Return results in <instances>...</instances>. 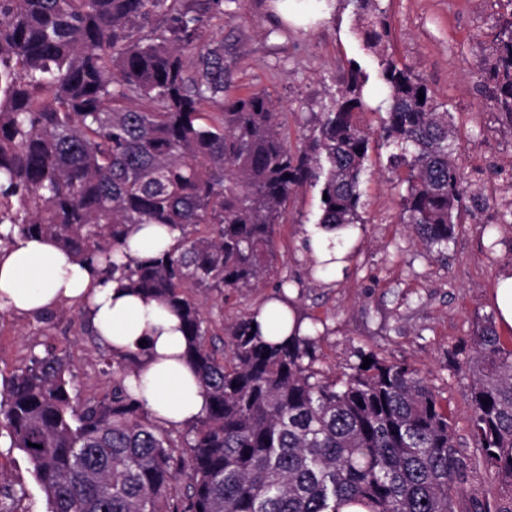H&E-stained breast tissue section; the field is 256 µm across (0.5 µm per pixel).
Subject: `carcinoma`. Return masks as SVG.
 <instances>
[{
    "instance_id": "obj_1",
    "label": "carcinoma",
    "mask_w": 512,
    "mask_h": 512,
    "mask_svg": "<svg viewBox=\"0 0 512 512\" xmlns=\"http://www.w3.org/2000/svg\"><path fill=\"white\" fill-rule=\"evenodd\" d=\"M354 2L386 94L379 130L359 120L368 105L351 68L295 147L277 100L226 94L224 46L201 42L224 0H0V242L15 231L52 239L165 302L210 401L194 425L168 428L133 394L138 354L101 357L111 395L83 398L75 366L44 344L0 384V438L32 464L48 512H456L466 465L447 402L416 368L360 351L332 379L314 368L322 320L274 344L249 310L222 324L229 351L219 357L190 293L271 283L288 303L275 263L288 200L320 184L318 224L363 223L360 175L375 136L391 149L389 172H403L398 222L428 254L445 257L459 224L493 205L459 164L452 113L415 66L387 54L379 0ZM159 15L165 26L148 29ZM482 71L512 126V20L497 25ZM138 224L182 235L140 260L128 252ZM75 316L63 305L33 320ZM472 348V439L512 486V348L489 318Z\"/></svg>"
}]
</instances>
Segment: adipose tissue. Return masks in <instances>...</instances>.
Segmentation results:
<instances>
[{
	"mask_svg": "<svg viewBox=\"0 0 512 512\" xmlns=\"http://www.w3.org/2000/svg\"><path fill=\"white\" fill-rule=\"evenodd\" d=\"M180 236L175 226L141 224L129 238V251L139 259L153 258L175 246ZM65 303L85 310L112 352L138 354L145 406L158 420L183 428L206 413L209 401L185 357L181 321L164 304L121 287L102 268L52 241L19 236L0 249V307L29 314ZM255 320L266 340L280 342L293 335L296 310L271 301Z\"/></svg>",
	"mask_w": 512,
	"mask_h": 512,
	"instance_id": "ef3b65f1",
	"label": "adipose tissue"
}]
</instances>
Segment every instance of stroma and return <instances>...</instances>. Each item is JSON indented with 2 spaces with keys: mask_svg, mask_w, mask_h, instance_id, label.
Segmentation results:
<instances>
[{
  "mask_svg": "<svg viewBox=\"0 0 512 512\" xmlns=\"http://www.w3.org/2000/svg\"><path fill=\"white\" fill-rule=\"evenodd\" d=\"M391 24L396 59L416 66L437 103L454 116L467 176L495 197L512 203V126L492 99L493 83L481 63L499 21L512 19L507 0H380ZM354 0H224L223 16L202 29L207 43H223L224 70L235 94L263 90L287 114L288 137H309L317 114L332 109L349 61L365 76L368 112L360 121L378 129L382 101L376 58L356 33ZM388 149L373 140L362 177V223L345 231L338 246L344 262L329 266L322 280L309 277L310 261L298 242L320 215V193L312 187L292 195L285 224L277 228V259L296 308L321 319L327 333L317 347V368L340 375L358 351L375 352L418 369L448 401L455 440L470 464L464 496L491 508L512 504V487L492 480L471 438V373L450 362L453 352L469 357L477 323L496 318L498 282L512 275V224L499 223L495 209L480 223L464 224L448 245L446 259L429 256L398 224L400 191L388 181ZM261 288L222 299L208 295L206 316L231 321L260 308L271 295ZM48 341L82 374V390L105 396L112 390L99 372L102 348L79 323L56 322L41 337L31 319L0 308V380L27 362L33 347ZM0 477L18 494L16 512H48L46 496L31 465L17 450L0 447Z\"/></svg>",
  "mask_w": 512,
  "mask_h": 512,
  "instance_id": "1",
  "label": "stroma"
}]
</instances>
